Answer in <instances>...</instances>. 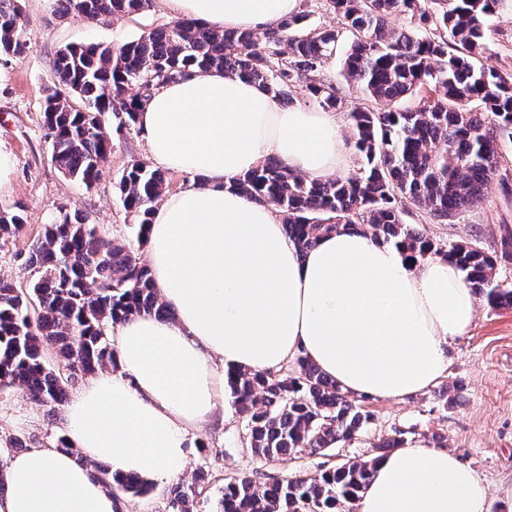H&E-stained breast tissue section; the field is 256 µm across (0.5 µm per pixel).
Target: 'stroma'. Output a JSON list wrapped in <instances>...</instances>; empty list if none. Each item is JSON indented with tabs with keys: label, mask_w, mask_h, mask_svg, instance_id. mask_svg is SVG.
Masks as SVG:
<instances>
[{
	"label": "stroma",
	"mask_w": 512,
	"mask_h": 512,
	"mask_svg": "<svg viewBox=\"0 0 512 512\" xmlns=\"http://www.w3.org/2000/svg\"><path fill=\"white\" fill-rule=\"evenodd\" d=\"M19 5L31 38L23 55L0 56V147L15 158L10 180L0 188V209L19 210L24 226L16 236L0 239V278L25 285L38 277L26 262L31 242L63 212L82 211L103 235L135 244L137 227L122 207L118 181L131 160L148 158L145 142L134 129L114 135L112 154L93 188L60 172L43 127L57 51L87 42L121 44L170 22L171 15L164 0H153L142 12L91 25L73 15L54 17L52 0H19ZM504 224L512 227V196L504 197L494 181L484 201L457 223H426L422 230L436 240L477 238L488 247ZM448 355L445 382L457 385V403L446 404L437 386L404 399L367 401L374 413L369 429L325 455L261 461L248 446L241 418L232 404H225L222 421L187 435V466L177 482L192 483L200 470L209 475L208 483L196 488L192 512H219L225 478L263 482L312 475L345 459L376 456L379 440L397 432L408 442L443 434L445 448L458 453L489 484L490 512H512V307L494 309L485 297H477L475 321L466 336L450 345ZM63 421V413H49L21 389L0 391V466L16 454L12 439L22 440L30 450L54 447L64 434Z\"/></svg>",
	"instance_id": "stroma-1"
}]
</instances>
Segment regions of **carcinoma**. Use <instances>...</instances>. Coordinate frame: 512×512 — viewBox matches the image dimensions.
I'll use <instances>...</instances> for the list:
<instances>
[{
    "label": "carcinoma",
    "mask_w": 512,
    "mask_h": 512,
    "mask_svg": "<svg viewBox=\"0 0 512 512\" xmlns=\"http://www.w3.org/2000/svg\"><path fill=\"white\" fill-rule=\"evenodd\" d=\"M61 17L104 23L147 9L152 0H54ZM508 0H326L340 27L315 24L301 9L265 31L213 30L177 19L120 45L67 46L53 64L54 90L44 106L52 159L66 176L94 187L96 166L120 132L137 123L153 90L192 73L221 69L244 77L279 100L305 88L325 111L344 108L323 64L339 57L336 76L353 85L363 103L347 112V140L357 165L335 179H310L277 159L233 181L250 201L280 214L299 252L324 234L358 229L392 244L412 259L446 255L465 283L494 307L512 306V284L496 277L512 263V232L493 250L478 240L441 241L408 223L417 209L434 224H453L485 200L492 180L507 187L512 158V70L488 63L490 37ZM409 26L394 28L393 17ZM350 37L341 50L343 35ZM30 40L18 0H0V55H22ZM415 100L412 108L396 104ZM122 205L135 219L137 242L148 239L165 176L141 160L124 170ZM17 211L0 210V236L21 228ZM39 278L22 286L0 278V387L19 388L49 407L64 405L78 375L116 365L109 330L136 315L169 319L148 265L132 246L102 236L84 215L64 213L33 241L26 258ZM57 349V365L45 361ZM297 375H228L232 403L246 423L251 451L265 462L320 454L356 438L373 420L366 399L343 392L304 356ZM398 436L381 440L379 455L345 460L318 474L259 483L229 477L221 512H352L373 464L400 448ZM93 477L115 496L148 491L143 478L95 465ZM172 512H190V494L170 490Z\"/></svg>",
    "instance_id": "1"
}]
</instances>
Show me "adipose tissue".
<instances>
[{
	"label": "adipose tissue",
	"mask_w": 512,
	"mask_h": 512,
	"mask_svg": "<svg viewBox=\"0 0 512 512\" xmlns=\"http://www.w3.org/2000/svg\"><path fill=\"white\" fill-rule=\"evenodd\" d=\"M217 29L273 28L301 0H166ZM138 127L153 162L203 177L169 194L149 227L147 262L172 318L115 324V371L65 406L69 450L14 456L0 512H115L73 452L157 482L187 463L190 430L224 414L229 373L307 357L346 393L401 399L448 375V347L473 324L476 298L442 255L410 259L358 230L306 253L281 217L231 183L270 157L319 179L347 170L335 113L287 107L243 77L212 70L167 82ZM490 489L455 452L415 441L380 459L355 512H488Z\"/></svg>",
	"instance_id": "ef3b65f1"
}]
</instances>
